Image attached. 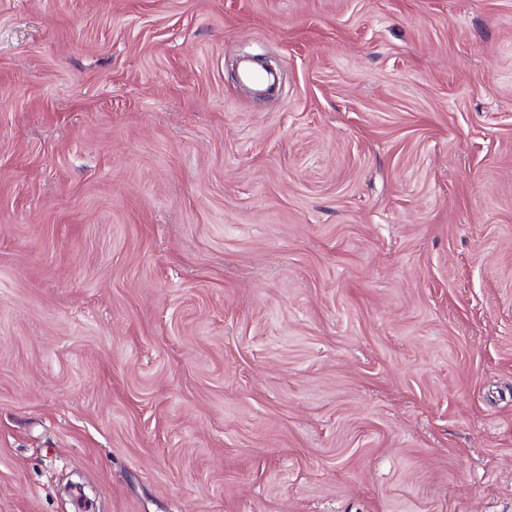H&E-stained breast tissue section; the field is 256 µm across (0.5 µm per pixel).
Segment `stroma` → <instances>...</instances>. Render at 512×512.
Returning a JSON list of instances; mask_svg holds the SVG:
<instances>
[{
    "label": "stroma",
    "instance_id": "35a3bbf8",
    "mask_svg": "<svg viewBox=\"0 0 512 512\" xmlns=\"http://www.w3.org/2000/svg\"><path fill=\"white\" fill-rule=\"evenodd\" d=\"M69 481L512 512V0H0V512Z\"/></svg>",
    "mask_w": 512,
    "mask_h": 512
}]
</instances>
